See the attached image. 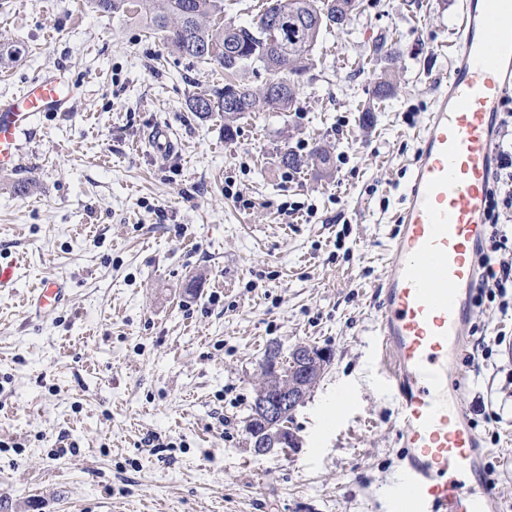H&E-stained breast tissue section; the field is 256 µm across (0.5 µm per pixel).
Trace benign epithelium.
I'll return each instance as SVG.
<instances>
[{"mask_svg": "<svg viewBox=\"0 0 512 512\" xmlns=\"http://www.w3.org/2000/svg\"><path fill=\"white\" fill-rule=\"evenodd\" d=\"M267 358L268 367L261 373L253 413V422L260 425L250 442V451L255 456L299 447L286 418L305 402L323 371L328 353L316 352L309 345H298L287 366L274 349L268 351Z\"/></svg>", "mask_w": 512, "mask_h": 512, "instance_id": "1", "label": "benign epithelium"}]
</instances>
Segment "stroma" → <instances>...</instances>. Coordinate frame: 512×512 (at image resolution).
Wrapping results in <instances>:
<instances>
[{
  "mask_svg": "<svg viewBox=\"0 0 512 512\" xmlns=\"http://www.w3.org/2000/svg\"><path fill=\"white\" fill-rule=\"evenodd\" d=\"M458 10L365 0L315 46L298 111L242 115L228 140L223 114L188 108L223 71L135 14L0 0V42L21 49L0 64V99L51 71L74 86L71 111L38 116L0 176V256L29 261L0 293V512H392L404 450L377 287ZM382 36L402 47L401 83L366 124L379 68L358 61ZM158 127L173 153L150 145ZM316 143L333 171L279 165L280 148ZM46 276L71 288L37 316L26 299ZM471 326L454 370L512 506V311L472 306ZM298 343L331 355L293 416L302 445L252 455L261 363Z\"/></svg>",
  "mask_w": 512,
  "mask_h": 512,
  "instance_id": "obj_1",
  "label": "stroma"
}]
</instances>
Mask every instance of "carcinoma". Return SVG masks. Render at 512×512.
Instances as JSON below:
<instances>
[{"label":"carcinoma","mask_w":512,"mask_h":512,"mask_svg":"<svg viewBox=\"0 0 512 512\" xmlns=\"http://www.w3.org/2000/svg\"><path fill=\"white\" fill-rule=\"evenodd\" d=\"M98 11L121 16L135 13L161 33L164 42L182 56L198 59L224 71V86L198 94L189 109L199 116L213 112L239 116L247 112L280 115L296 110L297 91L313 66L312 51L332 30H342L351 17L362 12L363 0H265L248 24L224 19V0H92ZM288 19L284 51L266 41L269 22ZM399 49L384 39L368 48L370 60L393 61ZM263 69L266 83L282 91L268 94L245 81V75ZM399 72L386 66L378 74L374 97L383 101L394 95ZM278 162L286 168H302L315 161L331 168V156L316 145L307 156L288 147L280 149Z\"/></svg>","instance_id":"cac0c4a2"}]
</instances>
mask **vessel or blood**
<instances>
[{
    "label": "vessel or blood",
    "mask_w": 512,
    "mask_h": 512,
    "mask_svg": "<svg viewBox=\"0 0 512 512\" xmlns=\"http://www.w3.org/2000/svg\"><path fill=\"white\" fill-rule=\"evenodd\" d=\"M511 90L512 0H462L448 77L420 135L379 285L377 331L407 450L394 512H507L483 473L451 367L480 284L499 113ZM70 99L67 75L56 73L0 101V174L19 168L34 117L69 111ZM24 263L21 254L0 259V291L15 287ZM67 296L65 281L46 277L29 305L38 314Z\"/></svg>",
    "instance_id": "1"
}]
</instances>
